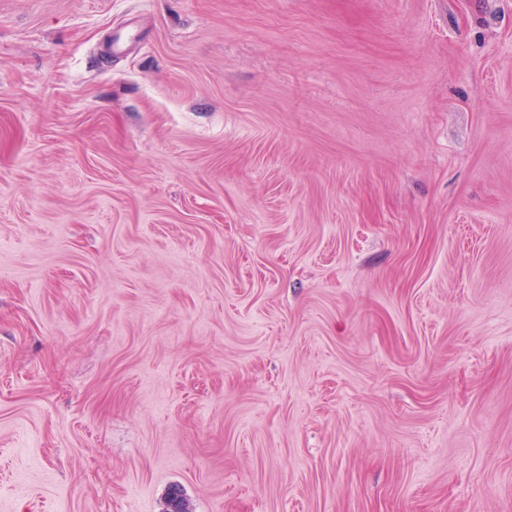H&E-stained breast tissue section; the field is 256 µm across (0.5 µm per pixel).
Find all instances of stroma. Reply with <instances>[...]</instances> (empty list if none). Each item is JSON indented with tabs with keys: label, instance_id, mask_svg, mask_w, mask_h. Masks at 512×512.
Wrapping results in <instances>:
<instances>
[{
	"label": "stroma",
	"instance_id": "stroma-1",
	"mask_svg": "<svg viewBox=\"0 0 512 512\" xmlns=\"http://www.w3.org/2000/svg\"><path fill=\"white\" fill-rule=\"evenodd\" d=\"M174 486L512 512V0H0V512Z\"/></svg>",
	"mask_w": 512,
	"mask_h": 512
}]
</instances>
